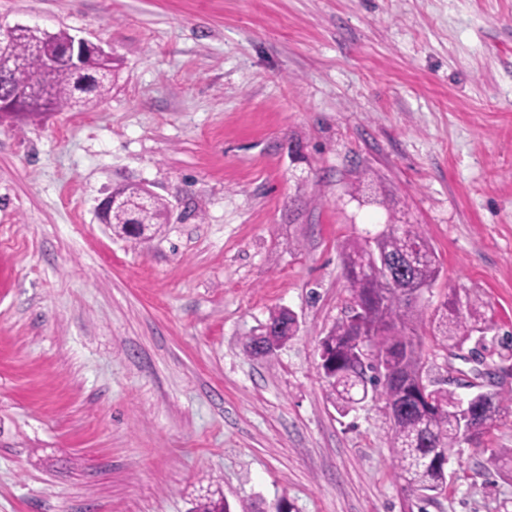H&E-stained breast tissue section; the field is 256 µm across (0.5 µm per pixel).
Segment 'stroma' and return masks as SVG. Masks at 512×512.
<instances>
[{
    "label": "stroma",
    "mask_w": 512,
    "mask_h": 512,
    "mask_svg": "<svg viewBox=\"0 0 512 512\" xmlns=\"http://www.w3.org/2000/svg\"><path fill=\"white\" fill-rule=\"evenodd\" d=\"M101 44L83 112L0 113V512H190L205 490L295 512H409L384 404L343 415L320 341L352 304L344 240L420 225L462 349L428 378L512 392V0H0V27ZM169 204L146 240L103 197ZM296 335L245 350L272 311ZM512 420L453 449L427 512H499ZM117 203L112 209V195L103 198L97 208L99 219L104 220L112 212V226L125 238L138 239L152 232L158 224H166L169 219L168 203L141 184L126 183L115 189ZM146 228L143 234L141 229ZM436 312L433 323L436 322L435 330L439 332L441 338H434L445 348H459L471 339L473 333L482 334L486 330L482 325L485 321L474 302L467 305L466 311L463 312L459 300L453 295L448 297Z\"/></svg>",
    "instance_id": "1"
}]
</instances>
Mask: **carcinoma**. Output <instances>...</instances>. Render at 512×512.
<instances>
[{
  "instance_id": "1",
  "label": "carcinoma",
  "mask_w": 512,
  "mask_h": 512,
  "mask_svg": "<svg viewBox=\"0 0 512 512\" xmlns=\"http://www.w3.org/2000/svg\"><path fill=\"white\" fill-rule=\"evenodd\" d=\"M70 33L60 30L44 40L34 34L21 33L11 43L15 65L0 68V91L21 93L30 99L29 112H61L82 108L92 99L107 94L116 75L112 59L91 64L84 75H75L60 66L43 73L44 59L55 54L66 42ZM117 203L110 221L126 238L143 237L141 228L152 232L158 224L169 219L168 203L141 184L126 183L115 189ZM390 257H414V273L424 282L440 276L441 265L434 248L417 224L393 225L389 233L361 243L347 241L341 247L344 275L349 284L352 300L375 301L386 292L388 284L380 278L369 279L356 274L357 260L370 248ZM421 310L407 307L397 297L381 306H371V311L356 324L347 316L334 324L321 345L328 355L326 363L319 366V376L328 396L341 412L356 409L361 403L379 398L385 404L403 400L406 390L425 377V363L419 343L410 342L418 335ZM433 321L439 332V342L450 349L461 347L475 333H484V320L476 305L460 308L456 296L447 298L437 310ZM363 333L370 343L386 351L388 361L376 369L359 360L358 350L352 345L353 336ZM296 331L261 338L252 336L246 348L253 355L260 354V346L283 344L295 336ZM434 402L431 412L414 409L406 416L389 424L387 441L396 475L403 487L417 494L418 512H427L430 499L427 493L447 487L448 466L440 453L459 447L462 443L461 427L455 413L458 397L443 388L431 389ZM489 403L481 415L483 430L497 426L512 412L504 403L512 404L511 395L486 394ZM191 512H232L228 501L217 492H210L196 500Z\"/></svg>"
}]
</instances>
